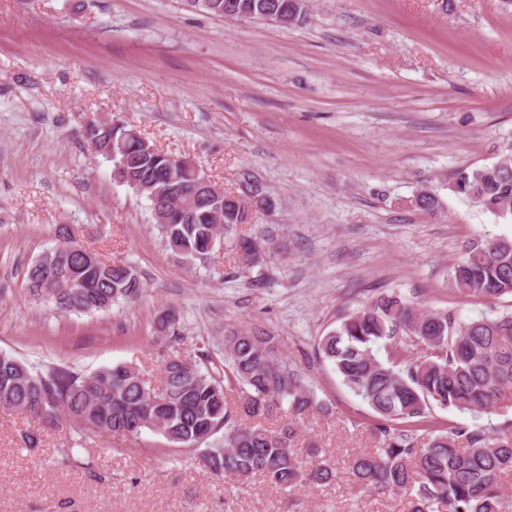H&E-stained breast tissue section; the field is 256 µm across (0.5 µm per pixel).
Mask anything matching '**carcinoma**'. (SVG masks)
Instances as JSON below:
<instances>
[{
    "label": "carcinoma",
    "instance_id": "obj_1",
    "mask_svg": "<svg viewBox=\"0 0 512 512\" xmlns=\"http://www.w3.org/2000/svg\"><path fill=\"white\" fill-rule=\"evenodd\" d=\"M202 14L265 20L282 12L305 19L306 0H185ZM88 148L113 161L115 177L150 201L154 224L166 246L194 266L208 267L229 236L246 259L259 264L256 241L237 234L249 224V203L205 204L197 183L206 175L192 162L150 151L136 129L92 120ZM451 190L497 215L512 214V139L489 166L463 168ZM415 206L433 215L437 198L423 192ZM455 288L490 303L512 296V240L489 237L471 243L453 265ZM32 296L59 314H90L137 298L141 281L127 264L97 260L58 229L56 245L27 268ZM389 356L381 361L375 347ZM420 351L408 358V349ZM318 357L373 411L378 446L355 456L353 480L376 491L415 490L412 512H512L502 478L512 475V422L496 429L478 425L432 428L426 441L401 423L430 422L434 408L472 413L512 409V312L462 321L448 310L419 308L396 294L380 295L322 337ZM237 393L236 405L226 400ZM0 408L17 411L44 427L67 419L85 431L138 437L161 434L176 447L199 452L216 477L242 482L256 474L282 490L335 478L327 460L306 468L294 448L295 426L310 411H328L308 387L298 365L281 356L268 333L232 332L224 337L223 364L200 365L190 357L164 364L162 386L149 388L139 371L117 364L92 374L68 367L45 370L0 353ZM291 421L272 429L282 411ZM224 431V437L216 434Z\"/></svg>",
    "mask_w": 512,
    "mask_h": 512
}]
</instances>
